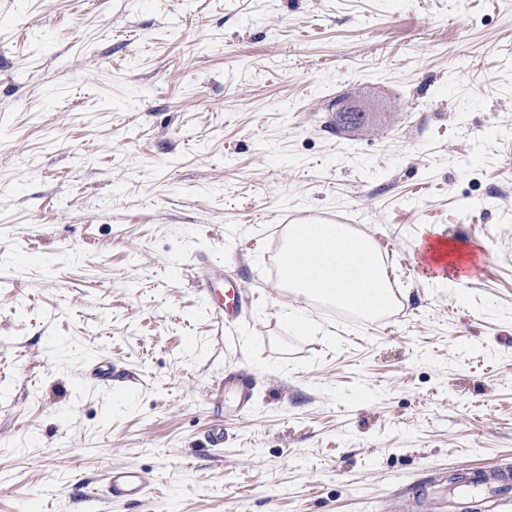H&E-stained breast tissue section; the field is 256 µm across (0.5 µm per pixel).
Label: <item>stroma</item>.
Instances as JSON below:
<instances>
[{
	"label": "stroma",
	"mask_w": 512,
	"mask_h": 512,
	"mask_svg": "<svg viewBox=\"0 0 512 512\" xmlns=\"http://www.w3.org/2000/svg\"><path fill=\"white\" fill-rule=\"evenodd\" d=\"M324 214L390 245L389 315L281 288ZM432 227L480 249L458 287ZM115 467L147 497L105 505ZM471 467L512 471V0H0V512H431ZM198 278L209 295L221 282L224 285V304L212 308L219 330L224 331V321H232L240 311L238 285L231 279H224V274L209 260L201 259L197 264ZM212 394L216 396L214 401L217 404L223 402L225 404V394H229L235 410L244 413L251 405L252 384L250 379L243 374L231 373L224 377Z\"/></svg>",
	"instance_id": "stroma-1"
}]
</instances>
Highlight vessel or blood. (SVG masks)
<instances>
[{"instance_id":"1","label":"vessel or blood","mask_w":512,"mask_h":512,"mask_svg":"<svg viewBox=\"0 0 512 512\" xmlns=\"http://www.w3.org/2000/svg\"><path fill=\"white\" fill-rule=\"evenodd\" d=\"M198 278L205 290H214L216 286L224 288V303L214 310L217 323L232 321L240 311L238 286L233 280L224 278L221 271L209 260L197 264ZM217 400L231 398L238 412H246L252 401V384L248 377L231 373L225 376L214 391ZM108 493L111 500L124 502L139 498L147 486L146 477L132 468L112 470L107 478ZM512 497V476L501 475L489 479L486 472L475 470L467 472L464 481L449 487L440 498L441 507L448 512H471L474 503H481L485 512H493L500 501Z\"/></svg>"}]
</instances>
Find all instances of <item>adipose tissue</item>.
Instances as JSON below:
<instances>
[{"mask_svg": "<svg viewBox=\"0 0 512 512\" xmlns=\"http://www.w3.org/2000/svg\"><path fill=\"white\" fill-rule=\"evenodd\" d=\"M419 253L452 283L476 254L470 246L429 232ZM281 284L289 291L340 309L377 318L390 308L391 289L372 241L344 224H292L278 256Z\"/></svg>", "mask_w": 512, "mask_h": 512, "instance_id": "1", "label": "adipose tissue"}]
</instances>
